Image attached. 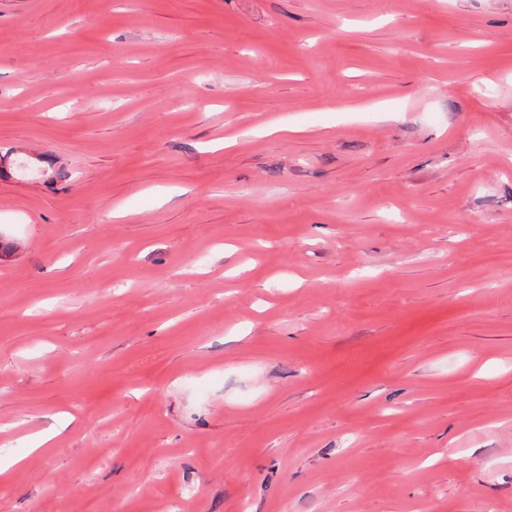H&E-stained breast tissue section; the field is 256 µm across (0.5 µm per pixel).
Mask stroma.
I'll return each instance as SVG.
<instances>
[{"instance_id":"obj_1","label":"stroma","mask_w":512,"mask_h":512,"mask_svg":"<svg viewBox=\"0 0 512 512\" xmlns=\"http://www.w3.org/2000/svg\"><path fill=\"white\" fill-rule=\"evenodd\" d=\"M7 151L0 512H512V0H0Z\"/></svg>"}]
</instances>
